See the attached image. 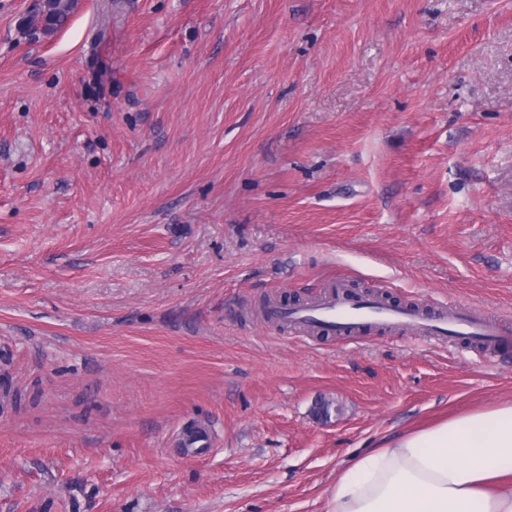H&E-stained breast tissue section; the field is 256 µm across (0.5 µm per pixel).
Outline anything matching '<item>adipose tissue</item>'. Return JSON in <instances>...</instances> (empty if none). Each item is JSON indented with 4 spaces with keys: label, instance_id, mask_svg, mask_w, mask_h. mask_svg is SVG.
Segmentation results:
<instances>
[{
    "label": "adipose tissue",
    "instance_id": "obj_1",
    "mask_svg": "<svg viewBox=\"0 0 512 512\" xmlns=\"http://www.w3.org/2000/svg\"><path fill=\"white\" fill-rule=\"evenodd\" d=\"M330 512H512V402L405 430L344 464Z\"/></svg>",
    "mask_w": 512,
    "mask_h": 512
}]
</instances>
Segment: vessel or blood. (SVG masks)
Listing matches in <instances>:
<instances>
[{
    "label": "vessel or blood",
    "mask_w": 512,
    "mask_h": 512,
    "mask_svg": "<svg viewBox=\"0 0 512 512\" xmlns=\"http://www.w3.org/2000/svg\"><path fill=\"white\" fill-rule=\"evenodd\" d=\"M268 318L298 331H318L343 338L360 336L373 323L386 327L407 326L418 335L437 340L475 337L489 352L512 337L501 322L475 318L464 307L450 310L442 306L426 312L397 308L379 296L354 295L341 283L316 302L293 307L273 306ZM176 441L182 454L203 456L213 446V430L208 424H199L183 430Z\"/></svg>",
    "instance_id": "b4317fda"
}]
</instances>
